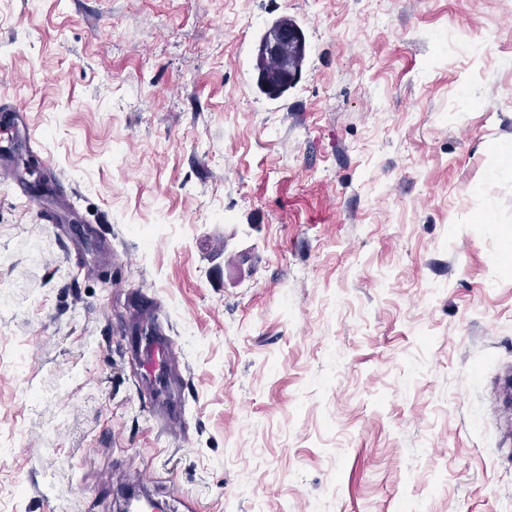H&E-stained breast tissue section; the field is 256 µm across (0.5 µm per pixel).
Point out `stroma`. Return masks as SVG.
Listing matches in <instances>:
<instances>
[{
  "label": "stroma",
  "mask_w": 512,
  "mask_h": 512,
  "mask_svg": "<svg viewBox=\"0 0 512 512\" xmlns=\"http://www.w3.org/2000/svg\"><path fill=\"white\" fill-rule=\"evenodd\" d=\"M0 100V512H512V0H0ZM297 38L288 44V54L293 58L294 67L288 72L281 67L267 64L265 61L257 58L256 69L260 84L268 91L269 94L278 95L288 88L297 79L305 54L299 53ZM0 112L5 114L4 120L1 121L0 115V135L1 138L10 139L15 137L20 125L23 126V121L26 120L27 114L23 107L15 102H1ZM138 353L146 363V376L150 381L153 379L157 380L159 377L167 374L170 345L167 337L162 336L158 329L150 340L138 345ZM157 365L159 368L156 373Z\"/></svg>",
  "instance_id": "obj_1"
}]
</instances>
